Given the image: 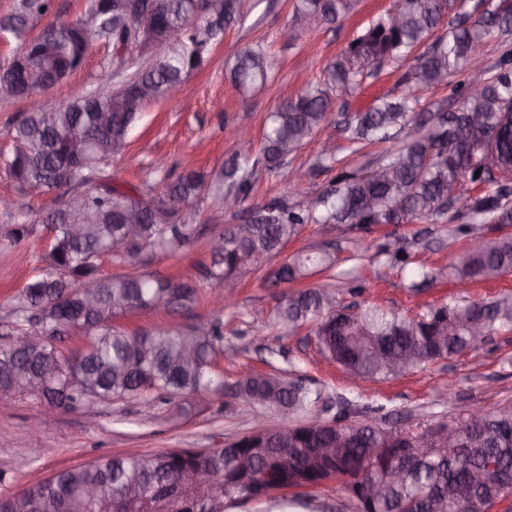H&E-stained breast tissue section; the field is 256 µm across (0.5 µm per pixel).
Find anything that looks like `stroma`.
<instances>
[{
  "label": "stroma",
  "instance_id": "35a3bbf8",
  "mask_svg": "<svg viewBox=\"0 0 512 512\" xmlns=\"http://www.w3.org/2000/svg\"><path fill=\"white\" fill-rule=\"evenodd\" d=\"M293 4L294 0H240L243 24L225 28L203 67L185 78L180 95L145 105L130 132L128 152L112 164L115 177L134 185H155L151 165L159 158L174 176L188 165L206 173L220 171L237 150L230 131L241 125L251 128V153L260 155L267 114L307 86L324 83L328 64L382 17L393 0H358L355 9L336 23L302 31L289 25ZM256 45L272 57L274 69L262 88L244 92L231 82L225 70L241 50ZM424 51L419 45L402 60L386 61L378 73L364 79L354 94L333 97L334 110L323 128L298 146L276 174L259 172L253 191L237 211H225L213 193L201 194L184 213L185 220L197 230L189 245L168 252H146L132 264L105 258L100 273L190 274L196 282H203L211 261L207 243L225 225L241 223L249 210L273 199L291 205L311 203L341 174L362 172L384 155L387 146L383 143L354 150L345 126L354 113L366 111L377 97L403 94L405 79ZM483 53V69H465L449 76L447 83L422 92L416 112L441 105L451 111L458 109L461 101L453 93V85L490 79L502 56L512 55V33H492ZM112 54L111 44L92 39L83 66L44 91L43 101L54 106L96 88L102 69L112 63ZM327 140L336 147V162L330 168L317 162L321 145ZM0 195L11 197L16 210L25 213L35 227L32 235L14 246H0L1 323L8 320L16 293L45 267L40 260L47 235L42 219L55 200L43 192L19 190L1 171ZM467 208V202H454L445 218L435 224H375L364 230L349 224H306L262 266L244 268L230 280L234 307H223L202 293L188 308L128 313L117 316L113 324L136 331L170 322L192 327L219 318L224 323L220 366L226 382L262 367L264 359L277 352L298 365L306 383L326 388L335 399L380 405L382 416L397 420L402 431L460 424L470 406L491 408L512 400V331L493 333L480 348L461 356L374 381L350 376L339 364L325 359L307 329L291 333L270 324L253 323L252 315L271 312L287 290L286 284H272L270 273L305 252L326 251L334 258L341 306L355 307L371 301L411 316L425 305L446 301L456 292L452 279L440 277L417 290L411 284L419 280L421 270H438L467 248L469 236L458 231L466 221ZM395 241L405 246L409 255L402 269L387 266L380 254L385 244ZM38 409V404L29 399L0 404V471L5 474L0 495L101 455L221 448L250 432L260 418L241 402L186 412L177 405L161 409L152 400L141 399L103 404L91 412H63L49 431L37 433L30 422ZM284 496L311 500L314 512H354L336 480L317 488H291Z\"/></svg>",
  "mask_w": 512,
  "mask_h": 512
}]
</instances>
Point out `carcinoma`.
<instances>
[{"label":"carcinoma","instance_id":"cac0c4a2","mask_svg":"<svg viewBox=\"0 0 512 512\" xmlns=\"http://www.w3.org/2000/svg\"><path fill=\"white\" fill-rule=\"evenodd\" d=\"M357 0H297L290 18L294 28L314 23L332 24L353 11ZM53 0H16L13 11L0 21L9 36L26 50L27 66L17 69L14 59L0 65V82L17 85L12 98L27 99L62 82L81 67L95 24L122 16L121 0H85L84 18L76 23L51 24L42 37L28 41L32 21L46 15ZM222 22L199 9L193 0H162L145 39L129 27L116 29L112 43H128L140 51L150 44L163 47L151 68L121 92L91 90L47 112H28L11 131L16 143L12 155L0 159L3 170L21 189L56 193L58 206L43 219L52 233L46 252L50 271L28 282L15 296L9 336L19 347L0 345V384L19 374L31 384L18 395L63 411L90 410L113 400L150 398L168 405L184 397L199 404L212 398L242 400L276 413L286 412L295 423L273 429L261 447L247 457L254 476L284 482L289 469L310 484L323 476L315 444H336V472L353 473L369 485L385 479V469L373 463L388 437L397 429L380 423L373 414L380 407L365 405V417L347 422L352 404L336 407L333 424L313 431L318 416L311 409L328 397L322 387H309L283 372H251L224 382L218 366L224 355L222 322L214 320L185 331L177 326L129 333L112 324L114 317L131 312L183 309L195 301L196 288L181 277L145 275L102 276L97 261L112 254L123 262L147 251L174 250L195 238V227L178 219L208 187L204 173L190 168L170 178L155 166L157 194L116 181L112 161L125 155L129 131L144 105L166 94L190 72L200 68L224 28L241 19L237 0H216ZM444 0H395L400 16L392 24L380 18L353 39L327 67V84L335 92L354 91L377 58H394L404 48L426 42L443 20ZM512 31V10L499 6L483 12L468 25L448 30L416 64L408 78L407 96L382 98L348 123L355 146L386 142L390 131L410 123V100L450 74L467 68L492 32ZM273 60L260 48H247L229 69L240 89L264 83ZM453 92L462 99L459 111L429 113L413 138L390 149L372 172L341 175L338 184L324 191L309 207H291L280 200L254 208L250 232L238 225L224 228L222 246L211 251L208 283H224L245 265L256 266L280 245L297 235L304 224L341 222L372 224L436 223L444 217V199L466 183L484 185L469 204L473 224H512V138L497 140L499 165L492 171L484 156L483 141L512 108V58L505 56L494 77L476 91L458 84ZM333 111L329 93L307 90L272 113L264 124V147L252 165L230 158L224 165L225 194L240 203L252 188L258 168L275 173L284 158L324 124ZM111 121L100 126L98 116ZM140 215L137 241L121 245L125 225L121 216ZM91 219L86 235L76 238L72 227ZM14 228L3 244L14 245L30 235L25 214L14 217ZM316 268L329 277L322 286L285 292L276 322L293 332L310 327L323 355L363 378L389 377L425 363L451 358L483 344L497 330H512V300L456 301L431 306L414 317H398L378 306L349 309L336 304L330 278L334 260L326 252L306 253L274 273V283L298 281ZM456 283L495 279L512 271V236L483 240L451 262ZM94 287L96 304L86 310L82 288ZM84 337V344L64 350L63 334ZM448 451H418L404 464L403 477L386 485L373 506L348 496L356 512H492L497 498L512 495V401L491 411L483 409L452 427ZM243 441L220 451L176 448L154 455H105L62 469L51 477L0 498V512H35V505L50 501L53 512H224L248 488L242 480ZM495 469L487 471L488 464ZM195 471L193 484L182 480ZM486 477L461 496L457 488L466 472Z\"/></svg>","mask_w":512,"mask_h":512}]
</instances>
